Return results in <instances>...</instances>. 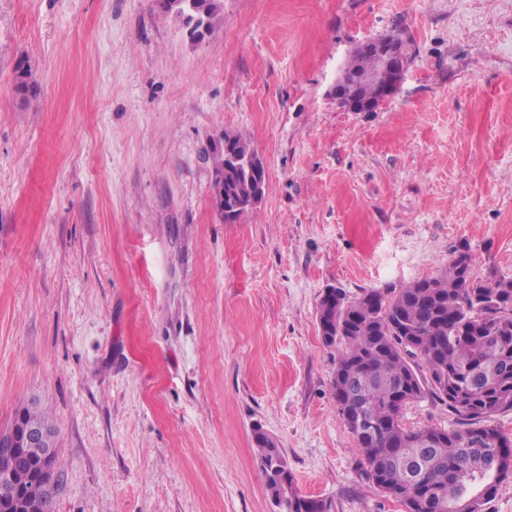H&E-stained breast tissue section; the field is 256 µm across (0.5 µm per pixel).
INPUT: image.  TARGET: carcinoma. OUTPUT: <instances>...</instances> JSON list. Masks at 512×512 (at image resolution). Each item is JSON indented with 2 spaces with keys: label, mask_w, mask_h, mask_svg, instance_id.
I'll return each mask as SVG.
<instances>
[{
  "label": "carcinoma",
  "mask_w": 512,
  "mask_h": 512,
  "mask_svg": "<svg viewBox=\"0 0 512 512\" xmlns=\"http://www.w3.org/2000/svg\"><path fill=\"white\" fill-rule=\"evenodd\" d=\"M220 0H186L180 8L193 37L203 35ZM374 53L362 51L347 67L369 70ZM212 189L224 196L247 194L243 171L224 170L225 155L209 153ZM465 251L435 274L400 285L362 290L326 289L336 321L324 346L336 351L333 397L346 392L354 408L384 422L376 439L350 431L360 454L362 474L383 494L402 502L404 512H448V505L470 499L477 512L492 499L512 472L496 469L499 450L512 451V440L493 425L512 411V278L490 282L471 274ZM411 401L430 399L448 407L456 427H424L413 436L431 441L427 448H403L394 422L398 385ZM265 485L279 512H329L323 499L300 494L288 461L261 428L253 430Z\"/></svg>",
  "instance_id": "carcinoma-1"
}]
</instances>
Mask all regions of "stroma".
<instances>
[{
	"label": "stroma",
	"instance_id": "1",
	"mask_svg": "<svg viewBox=\"0 0 512 512\" xmlns=\"http://www.w3.org/2000/svg\"><path fill=\"white\" fill-rule=\"evenodd\" d=\"M221 4L197 40L155 0H0V429L54 422L51 512H274L257 424L330 512H404L358 469L316 309L457 250L512 277V0ZM394 31L396 93L338 105ZM225 130L268 174L234 224ZM367 47L376 51L380 68L390 74L391 81L381 90V98L378 102L362 99L357 95L346 94L343 91L341 84L345 82L346 75L344 73V67H342L336 79V83L334 84L333 90L336 95V101L353 112H356L355 110L368 112L366 110H370L388 97L392 96L398 90L409 66L404 46L390 44L385 40L384 36L380 38L379 36L369 38L359 43L352 50L347 60H350L352 58V54L355 52ZM375 66L376 58L374 53L366 51H361L355 55L346 65L349 69L361 71L373 69ZM208 159L211 160L212 165V191L214 192L220 185H224V194L221 192V202L217 200V209L220 212L225 223H235L237 206L232 208H224V197L229 196L230 193L234 195H247V188L249 182L246 173L241 170L240 172L229 173L224 170L225 155L220 150H211Z\"/></svg>",
	"mask_w": 512,
	"mask_h": 512
}]
</instances>
